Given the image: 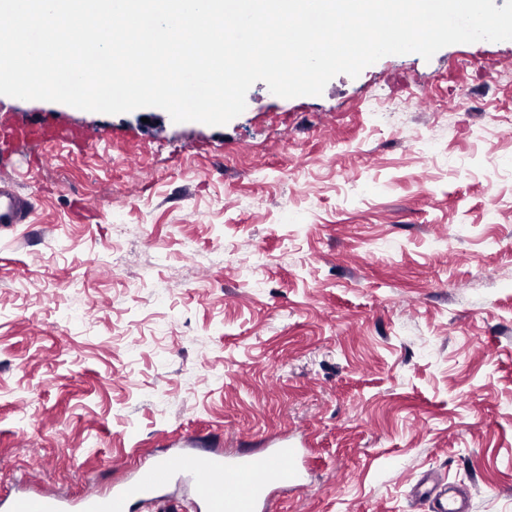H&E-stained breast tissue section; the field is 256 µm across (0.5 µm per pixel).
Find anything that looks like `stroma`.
Returning <instances> with one entry per match:
<instances>
[{
    "label": "stroma",
    "instance_id": "stroma-1",
    "mask_svg": "<svg viewBox=\"0 0 512 512\" xmlns=\"http://www.w3.org/2000/svg\"><path fill=\"white\" fill-rule=\"evenodd\" d=\"M512 40L387 55L226 124L0 95L83 150L17 148L0 226V498L81 497L179 451L305 440L271 512H512ZM137 226L118 235L115 225ZM7 177H0V224H21L28 212L26 200ZM411 497L428 504V512H471L470 497L454 486H436L429 479L419 480L411 489Z\"/></svg>",
    "mask_w": 512,
    "mask_h": 512
}]
</instances>
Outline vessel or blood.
I'll return each instance as SVG.
<instances>
[{
  "label": "vessel or blood",
  "instance_id": "1",
  "mask_svg": "<svg viewBox=\"0 0 512 512\" xmlns=\"http://www.w3.org/2000/svg\"><path fill=\"white\" fill-rule=\"evenodd\" d=\"M32 142L85 145V134L75 128L19 123L0 116V153ZM28 206L6 177H0V224L22 223ZM304 456L301 449L279 443L260 456L242 453L178 451L138 467L132 477L111 491L88 490L76 501L60 495L24 491L0 500V512H131L133 502L162 497L177 480L189 483L195 512H269L272 495L280 489H303ZM415 501L426 502L429 512H471L470 497L454 486L419 480L411 489Z\"/></svg>",
  "mask_w": 512,
  "mask_h": 512
}]
</instances>
